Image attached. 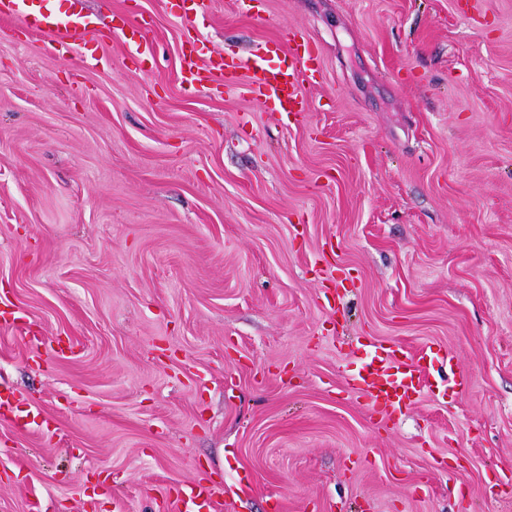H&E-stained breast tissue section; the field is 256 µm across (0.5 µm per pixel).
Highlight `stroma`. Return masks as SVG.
<instances>
[{"mask_svg":"<svg viewBox=\"0 0 512 512\" xmlns=\"http://www.w3.org/2000/svg\"><path fill=\"white\" fill-rule=\"evenodd\" d=\"M204 2L85 0L143 56L0 19V512L206 479L222 512H512V0ZM290 28L306 111L182 84V47ZM370 340L434 352L429 391L375 413Z\"/></svg>","mask_w":512,"mask_h":512,"instance_id":"stroma-1","label":"stroma"}]
</instances>
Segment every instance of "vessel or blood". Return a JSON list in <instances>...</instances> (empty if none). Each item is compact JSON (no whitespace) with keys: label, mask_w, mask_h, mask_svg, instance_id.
<instances>
[{"label":"vessel or blood","mask_w":512,"mask_h":512,"mask_svg":"<svg viewBox=\"0 0 512 512\" xmlns=\"http://www.w3.org/2000/svg\"><path fill=\"white\" fill-rule=\"evenodd\" d=\"M19 18L35 33L53 35L54 48L69 49L71 36L95 34L97 21L84 11V0H60L57 7L43 5L42 0H0V18ZM288 52L281 65L265 67L260 54L251 53L231 60L222 54L209 55L205 66L188 63L183 72L184 83L206 86L213 77L229 75L244 69L251 78L243 84L244 93L271 104L276 112H301L305 109L303 89L314 78L317 58L302 32L287 35ZM425 355H394L384 345L372 347L369 363L350 376L352 386L360 388L373 404L394 410L413 402L423 393L426 383Z\"/></svg>","instance_id":"b4317fda"}]
</instances>
